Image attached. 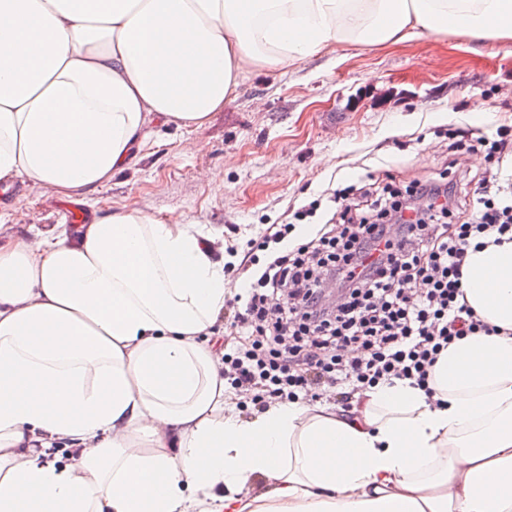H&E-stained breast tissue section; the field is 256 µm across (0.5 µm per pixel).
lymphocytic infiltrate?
Masks as SVG:
<instances>
[{"label": "lymphocytic infiltrate", "mask_w": 512, "mask_h": 512, "mask_svg": "<svg viewBox=\"0 0 512 512\" xmlns=\"http://www.w3.org/2000/svg\"><path fill=\"white\" fill-rule=\"evenodd\" d=\"M448 166V179L336 194L339 224L309 242L291 224L261 242L267 256L249 255L236 299L247 341L224 351L230 390L299 404L323 386L347 411L398 380L428 387L449 344L487 331L462 301V266L474 242L512 233V191L489 175L458 201L456 160ZM333 285L343 302L329 301Z\"/></svg>", "instance_id": "1"}]
</instances>
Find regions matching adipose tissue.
<instances>
[{"label":"adipose tissue","instance_id":"adipose-tissue-1","mask_svg":"<svg viewBox=\"0 0 512 512\" xmlns=\"http://www.w3.org/2000/svg\"><path fill=\"white\" fill-rule=\"evenodd\" d=\"M449 33L512 39V0H0V181L83 197L246 70ZM215 241L134 208L0 234V512H512V240L469 250L491 331L441 353L432 393L250 419L211 344Z\"/></svg>","mask_w":512,"mask_h":512}]
</instances>
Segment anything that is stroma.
<instances>
[{
	"label": "stroma",
	"mask_w": 512,
	"mask_h": 512,
	"mask_svg": "<svg viewBox=\"0 0 512 512\" xmlns=\"http://www.w3.org/2000/svg\"><path fill=\"white\" fill-rule=\"evenodd\" d=\"M512 127V40L415 37L373 51L327 48L303 62L247 71L234 98L193 131L169 125L138 163L84 206L87 220L125 208L220 234L238 271L251 241L323 195L439 178L454 131ZM69 201L24 183L1 202L7 232L59 224Z\"/></svg>",
	"instance_id": "obj_1"
}]
</instances>
